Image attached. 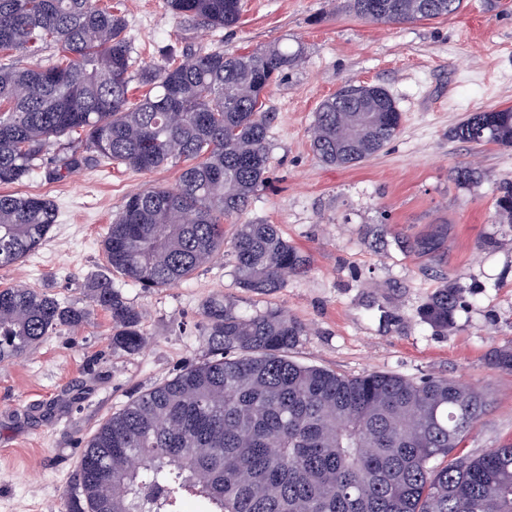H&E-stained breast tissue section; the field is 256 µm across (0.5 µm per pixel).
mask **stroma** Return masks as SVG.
<instances>
[{"label":"stroma","instance_id":"obj_1","mask_svg":"<svg viewBox=\"0 0 512 512\" xmlns=\"http://www.w3.org/2000/svg\"><path fill=\"white\" fill-rule=\"evenodd\" d=\"M234 29L213 35L173 15L166 0H112L126 15L138 65L160 63L166 46L238 53L277 43L301 60L265 96L269 173L236 225H278L307 271L263 295L239 288L231 252L189 279L150 292H121L141 315L136 354L112 344L111 316L94 309L78 328L44 339L24 358L0 363V512H66L87 441L140 392L209 356L204 308L215 297L255 314L281 308L305 323L292 359L352 377L383 372L448 376L485 393L489 406L455 453L512 445V372L488 363L512 346V224L496 214L512 180V147L463 143L451 131L470 114L512 107V0H463L447 18L374 23L343 0H243ZM348 84L376 85L402 115L397 136L346 169L312 152L320 103ZM461 165L479 178L463 186ZM179 169L151 172L90 164L49 181L43 171L15 192L52 200L59 217L33 255L0 269V289L38 288L87 305L90 281L106 273L101 241L131 193L174 186ZM469 305L439 332L417 309L443 281Z\"/></svg>","mask_w":512,"mask_h":512}]
</instances>
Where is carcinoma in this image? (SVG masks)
<instances>
[{
    "label": "carcinoma",
    "mask_w": 512,
    "mask_h": 512,
    "mask_svg": "<svg viewBox=\"0 0 512 512\" xmlns=\"http://www.w3.org/2000/svg\"><path fill=\"white\" fill-rule=\"evenodd\" d=\"M178 17L216 32L239 23L242 0H166ZM381 23L456 14L462 0H346ZM53 51L48 66L18 67L12 53ZM302 48L248 53L169 48L137 70L125 16L99 0H0V186L45 168L56 180L91 162L136 171L184 164L176 186L127 197L102 240L110 270L145 291L182 281L224 251V218L247 209L269 164L264 99ZM401 112L380 86L349 84L315 112L311 148L325 165L352 167L398 134ZM462 142L512 147V107L472 113ZM496 208L512 223V182ZM57 222L45 198L0 193V268L36 252ZM231 250L240 287L266 294L305 270L277 225H237ZM90 302L110 313L112 343L135 353L139 311L112 279ZM463 290L445 283L418 308L448 330ZM86 307L43 290L0 289V362L80 325ZM212 357L142 393L103 422L78 466L82 500L67 512H512V445L452 453L487 410L479 390L441 376L372 372L348 377L288 351L305 325L278 308L253 316L224 300L204 310ZM512 371V348L490 352Z\"/></svg>",
    "instance_id": "obj_1"
}]
</instances>
